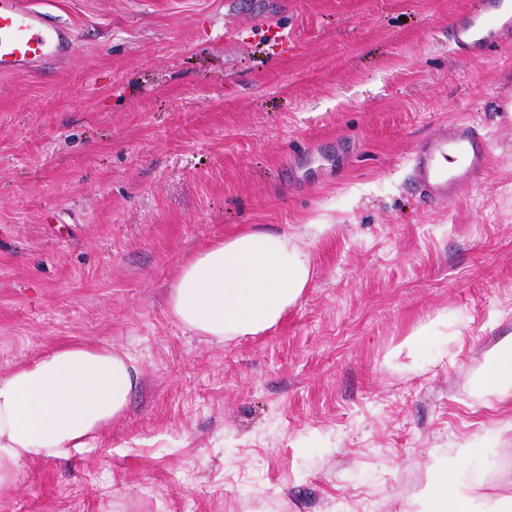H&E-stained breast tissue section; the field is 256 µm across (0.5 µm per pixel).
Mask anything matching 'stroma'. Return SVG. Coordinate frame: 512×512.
Listing matches in <instances>:
<instances>
[{
  "label": "stroma",
  "mask_w": 512,
  "mask_h": 512,
  "mask_svg": "<svg viewBox=\"0 0 512 512\" xmlns=\"http://www.w3.org/2000/svg\"><path fill=\"white\" fill-rule=\"evenodd\" d=\"M73 52L0 77V374L65 343L139 372L102 445L0 512H419L472 444L482 352L512 332V44L458 57L472 0H27ZM469 123L482 179L428 203L414 149ZM322 224L272 330L170 313L237 229ZM448 317L447 342L408 356ZM441 328L448 330V317L447 315L439 314L429 324L414 332L405 342L409 352H418L425 346L436 341L441 336H447Z\"/></svg>",
  "instance_id": "1"
}]
</instances>
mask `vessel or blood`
I'll return each instance as SVG.
<instances>
[{
	"label": "vessel or blood",
	"mask_w": 512,
	"mask_h": 512,
	"mask_svg": "<svg viewBox=\"0 0 512 512\" xmlns=\"http://www.w3.org/2000/svg\"><path fill=\"white\" fill-rule=\"evenodd\" d=\"M512 39V0H474L469 15L453 24L452 46L467 58L488 55ZM75 45L67 24L23 0H0V76L27 73L67 57ZM490 147L481 132L460 126L422 141L414 151L413 176L431 202L450 200L455 188L488 167Z\"/></svg>",
	"instance_id": "obj_1"
}]
</instances>
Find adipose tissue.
Wrapping results in <instances>:
<instances>
[{
	"mask_svg": "<svg viewBox=\"0 0 512 512\" xmlns=\"http://www.w3.org/2000/svg\"><path fill=\"white\" fill-rule=\"evenodd\" d=\"M321 224L238 230L187 262L168 307L186 329L216 341L275 327L312 276L308 242ZM137 372L111 348L67 344L0 376V497L35 463L68 459L100 440L130 401ZM487 407L512 397V333L487 349L474 379ZM421 512H512V472L488 476L458 455L432 467Z\"/></svg>",
	"mask_w": 512,
	"mask_h": 512,
	"instance_id": "adipose-tissue-1",
	"label": "adipose tissue"
}]
</instances>
